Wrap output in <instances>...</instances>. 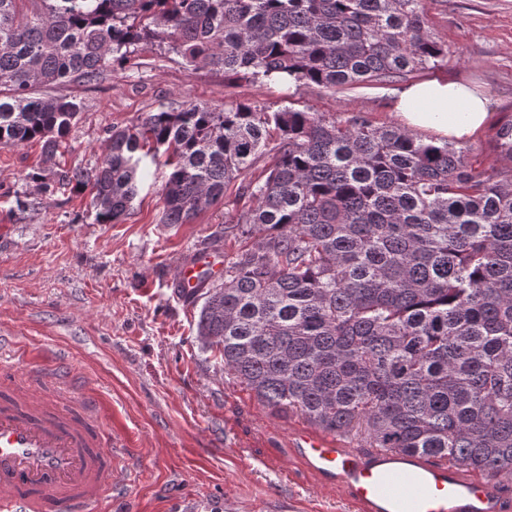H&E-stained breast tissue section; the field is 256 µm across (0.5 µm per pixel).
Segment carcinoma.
I'll return each mask as SVG.
<instances>
[{
	"label": "carcinoma",
	"mask_w": 512,
	"mask_h": 512,
	"mask_svg": "<svg viewBox=\"0 0 512 512\" xmlns=\"http://www.w3.org/2000/svg\"><path fill=\"white\" fill-rule=\"evenodd\" d=\"M157 41L226 78L326 89L448 65L425 0H0V145L53 158L81 105L35 88L95 81ZM107 134L96 166L27 179L88 188L96 223L117 224L163 152V223L224 203L242 247L224 255L223 283L188 295L203 300L197 340L272 414L512 473V120L489 169L360 114L242 102L162 104Z\"/></svg>",
	"instance_id": "obj_1"
}]
</instances>
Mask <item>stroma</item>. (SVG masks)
I'll return each mask as SVG.
<instances>
[{
	"mask_svg": "<svg viewBox=\"0 0 512 512\" xmlns=\"http://www.w3.org/2000/svg\"><path fill=\"white\" fill-rule=\"evenodd\" d=\"M428 20L448 46V65L413 78L434 74L484 94L487 124L463 146L482 166L499 165L495 132L512 119V0H428ZM40 94L75 100L81 112L55 159L36 142L0 146V330L24 352L61 354L97 393L105 429L127 442L135 480L96 512H359L342 492L322 487L290 447L305 418L271 414L225 373L218 352L199 347L200 307L173 281L198 251L223 256V205L191 224L162 223L170 172L162 155L117 224L95 223L89 192L45 194L28 174L95 165L107 129L135 125L162 103L242 101L336 118L359 112L395 125L397 88L231 83L223 71L187 65L156 45L132 55L126 70Z\"/></svg>",
	"mask_w": 512,
	"mask_h": 512,
	"instance_id": "stroma-1",
	"label": "stroma"
}]
</instances>
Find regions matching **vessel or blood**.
I'll return each mask as SVG.
<instances>
[{
	"mask_svg": "<svg viewBox=\"0 0 512 512\" xmlns=\"http://www.w3.org/2000/svg\"><path fill=\"white\" fill-rule=\"evenodd\" d=\"M203 257L183 265L176 286L199 288ZM50 376L52 391L31 386L17 399L0 400V512H89L129 485L128 471L114 460L123 450L99 433L95 399L76 392L58 366L34 363ZM297 455L323 486L340 489L361 512H507L512 477L487 475L445 460L377 448H351L331 432L297 428Z\"/></svg>",
	"mask_w": 512,
	"mask_h": 512,
	"instance_id": "1",
	"label": "vessel or blood"
}]
</instances>
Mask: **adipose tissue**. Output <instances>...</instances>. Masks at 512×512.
Returning a JSON list of instances; mask_svg holds the SVG:
<instances>
[{
  "mask_svg": "<svg viewBox=\"0 0 512 512\" xmlns=\"http://www.w3.org/2000/svg\"><path fill=\"white\" fill-rule=\"evenodd\" d=\"M395 110L409 130L456 140L472 136L488 119L484 98L465 86L435 78L409 84Z\"/></svg>",
  "mask_w": 512,
  "mask_h": 512,
  "instance_id": "obj_1",
  "label": "adipose tissue"
}]
</instances>
